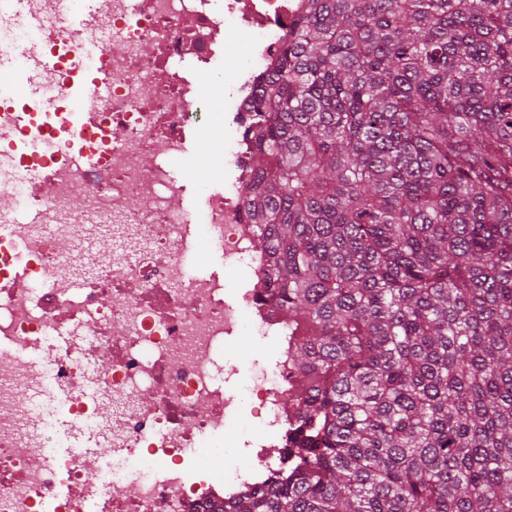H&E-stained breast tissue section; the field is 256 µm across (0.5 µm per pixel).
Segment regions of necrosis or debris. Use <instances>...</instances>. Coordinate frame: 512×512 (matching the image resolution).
I'll return each instance as SVG.
<instances>
[{
    "mask_svg": "<svg viewBox=\"0 0 512 512\" xmlns=\"http://www.w3.org/2000/svg\"><path fill=\"white\" fill-rule=\"evenodd\" d=\"M304 0H108L91 34L106 41L101 73L109 95L98 114L86 165L70 153L47 162L31 201L40 224H20L0 240V340L14 353L0 369V512H86V495L106 497L104 512H219L225 503L270 487L273 453L287 452L295 421L288 402L299 376L288 324L245 222L242 187L249 177L244 138L253 90L274 67L278 48ZM248 37L246 62L233 84L201 99L193 81L220 72L223 40ZM153 81L151 95L139 87ZM224 124L222 189L206 201L209 241L224 250V279L191 272L194 219L176 208L187 191L174 162L205 109ZM117 130L105 139L108 130ZM84 191V205L72 198ZM97 239L108 260L87 274L83 256L64 240ZM80 329L90 353L61 355L37 367L31 350L66 325ZM267 340L268 354L243 367L228 351L246 337ZM72 389L70 414L90 419L85 390L107 398L99 425L113 457L135 464L133 481H99L77 459L58 460L42 434L40 406L14 388L34 378ZM153 393L144 403L142 389ZM210 438L218 462L201 469L186 449ZM261 465L244 469L241 453ZM73 494L56 499L60 477Z\"/></svg>",
    "mask_w": 512,
    "mask_h": 512,
    "instance_id": "1",
    "label": "necrosis or debris"
}]
</instances>
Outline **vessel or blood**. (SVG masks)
Returning a JSON list of instances; mask_svg holds the SVG:
<instances>
[{
    "label": "vessel or blood",
    "mask_w": 512,
    "mask_h": 512,
    "mask_svg": "<svg viewBox=\"0 0 512 512\" xmlns=\"http://www.w3.org/2000/svg\"><path fill=\"white\" fill-rule=\"evenodd\" d=\"M106 0H67L56 24L80 41L75 51L61 57L49 51L44 33L47 21L30 7V0H0V102H20L30 111L49 112L53 95H60L68 112L62 126L44 123L26 133L16 145L21 154L34 159L55 155L60 150L81 152L88 165H97L95 155L85 154L87 134L97 124V112L108 95L100 78V63L105 55L103 43L87 36L90 18L103 13ZM68 73L60 92H52L46 77L49 73ZM41 217L27 205L16 208V217L0 221V237L15 233L19 224H37ZM65 453L80 460L98 451H108L107 438L90 425L68 427Z\"/></svg>",
    "instance_id": "obj_1"
}]
</instances>
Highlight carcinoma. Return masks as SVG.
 I'll use <instances>...</instances> for the list:
<instances>
[{"mask_svg":"<svg viewBox=\"0 0 512 512\" xmlns=\"http://www.w3.org/2000/svg\"><path fill=\"white\" fill-rule=\"evenodd\" d=\"M246 140L300 451L227 512H512V0H306Z\"/></svg>","mask_w":512,"mask_h":512,"instance_id":"obj_1","label":"carcinoma"}]
</instances>
